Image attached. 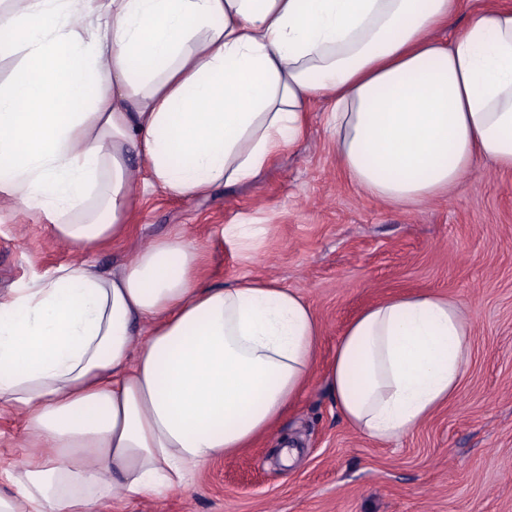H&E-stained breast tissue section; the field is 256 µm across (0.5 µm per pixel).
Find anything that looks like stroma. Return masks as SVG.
Instances as JSON below:
<instances>
[{
  "mask_svg": "<svg viewBox=\"0 0 512 512\" xmlns=\"http://www.w3.org/2000/svg\"><path fill=\"white\" fill-rule=\"evenodd\" d=\"M326 112L313 103L301 146L257 180L193 199L149 191L128 235L91 252L56 239L40 212H0L1 294L80 260L110 272L181 233L202 249L205 284L279 280L321 323L311 388L270 436L209 463L189 489L108 498L98 512H512V171L480 165L450 198L391 207L338 166ZM242 224L265 227L253 247L236 236ZM403 292L456 299L472 320V358L453 404L383 444L343 419L325 372L348 323ZM286 439L300 448L289 466ZM27 443L21 413L1 407L0 491Z\"/></svg>",
  "mask_w": 512,
  "mask_h": 512,
  "instance_id": "stroma-1",
  "label": "stroma"
}]
</instances>
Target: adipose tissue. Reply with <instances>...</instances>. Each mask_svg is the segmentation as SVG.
<instances>
[{
  "mask_svg": "<svg viewBox=\"0 0 512 512\" xmlns=\"http://www.w3.org/2000/svg\"><path fill=\"white\" fill-rule=\"evenodd\" d=\"M459 0H0V209L39 210L91 251L144 189L193 198L257 179L327 103L336 159L369 196L413 204L478 162L512 170V10ZM472 324L438 293L347 325L325 380L344 419L390 442L457 397ZM321 324L302 295L208 286L174 234L119 272L57 267L0 299V405L37 453L0 512H97L161 496L267 435L307 392ZM489 1H496L502 7L512 8V0H460V7L448 29L441 31L438 36L449 38L463 29L468 21L469 15L474 11L485 7Z\"/></svg>",
  "mask_w": 512,
  "mask_h": 512,
  "instance_id": "obj_1",
  "label": "adipose tissue"
}]
</instances>
